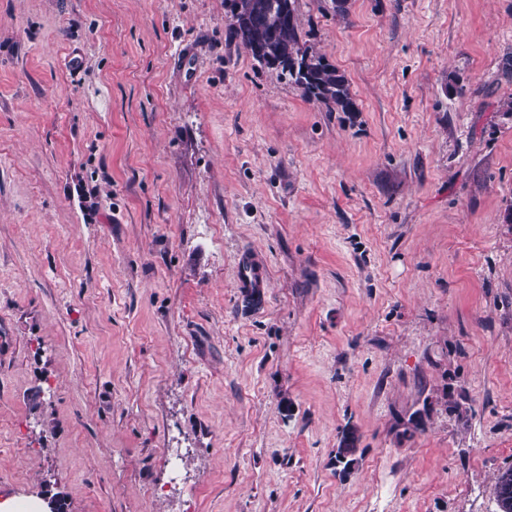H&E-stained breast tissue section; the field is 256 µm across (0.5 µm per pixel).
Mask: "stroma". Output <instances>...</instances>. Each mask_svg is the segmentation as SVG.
<instances>
[{"mask_svg":"<svg viewBox=\"0 0 512 512\" xmlns=\"http://www.w3.org/2000/svg\"><path fill=\"white\" fill-rule=\"evenodd\" d=\"M297 10L358 111L230 42L225 0H0V499L498 512L512 0ZM268 269L257 254L241 258L238 268L237 288L245 301L256 302L263 298Z\"/></svg>","mask_w":512,"mask_h":512,"instance_id":"35a3bbf8","label":"stroma"}]
</instances>
